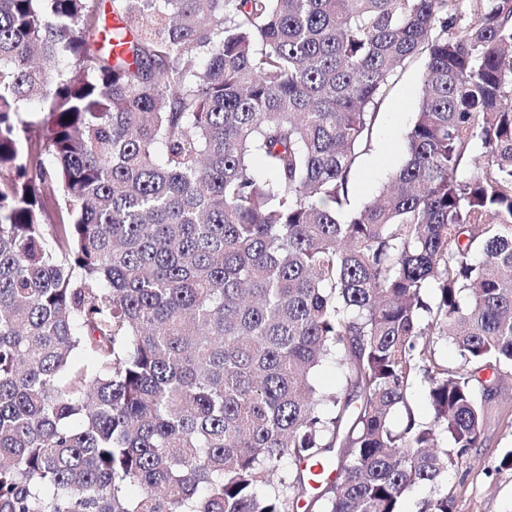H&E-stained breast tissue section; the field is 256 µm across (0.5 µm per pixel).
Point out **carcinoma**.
<instances>
[{
  "mask_svg": "<svg viewBox=\"0 0 512 512\" xmlns=\"http://www.w3.org/2000/svg\"><path fill=\"white\" fill-rule=\"evenodd\" d=\"M477 2L0 0V512H453L512 376V0ZM422 71V58L400 71L379 109L371 146L364 151L351 176L355 206L376 196L404 160L406 135L421 97ZM315 379L322 390L334 392L341 387L342 371L334 363H325L318 369ZM426 384L423 378H418L409 396V402L421 421H429L432 418L431 408L425 397Z\"/></svg>",
  "mask_w": 512,
  "mask_h": 512,
  "instance_id": "carcinoma-1",
  "label": "carcinoma"
}]
</instances>
